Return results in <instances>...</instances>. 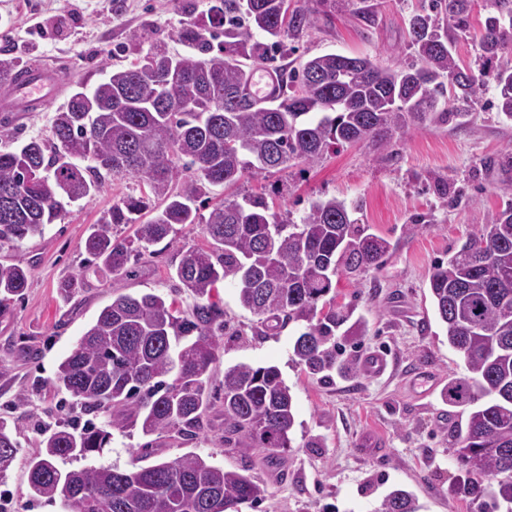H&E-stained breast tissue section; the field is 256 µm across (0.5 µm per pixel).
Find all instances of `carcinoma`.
<instances>
[{
	"label": "carcinoma",
	"instance_id": "obj_1",
	"mask_svg": "<svg viewBox=\"0 0 512 512\" xmlns=\"http://www.w3.org/2000/svg\"><path fill=\"white\" fill-rule=\"evenodd\" d=\"M288 10V0H221L213 15L196 13L176 36L188 53L170 56L151 47L128 67L108 72L93 88L79 86L55 112L51 137L33 138L0 151V244L39 234L65 206L101 191L107 181L136 178L149 193L127 196L103 212L85 241L97 265L114 275L166 239L177 224H200L210 246L182 251L175 275L196 303L176 315L174 302L146 293L120 295L104 307L58 366L53 386L75 397L85 415L43 439L29 462L31 496L60 503L63 512H242L257 508L266 488L255 477L225 470L189 452L131 468L91 465L62 471L59 458L103 452L112 430L140 426L146 436L174 431L192 438L211 408L207 383L224 335V311L211 301L221 281L237 286L240 305L265 332L293 323L297 364L320 380L355 374L339 359L336 329L349 311L327 298L341 273L376 269L389 243L350 218L345 201L311 202L300 222L271 211L262 195L226 199L208 216L195 202L205 184L231 185L247 173L309 166L351 144L389 146L395 134L448 121V103L479 96L482 83L452 53V33L464 32L472 0H420L408 18L413 60L383 67L364 57L326 53L281 71L276 59L288 39L309 26L317 5ZM478 40L482 58L512 49V0H497ZM224 26L215 45L212 29ZM261 31L266 41L255 39ZM270 69L279 94L260 101L248 78ZM23 67L0 58V81ZM497 112L512 119V60L495 75ZM186 170L194 177L183 176ZM134 225L116 238L112 226ZM28 271L0 262V305L23 295ZM429 288L448 344L468 375L449 381L448 406L484 405L469 412L456 433V459L466 478L459 492L473 502L493 499L512 512V208L475 227L460 249L433 267ZM172 381H165V377ZM295 406L290 387L273 365L232 366L224 371V443L245 442L276 465L291 447ZM17 441L0 419V473ZM496 481L486 486L482 477ZM377 512H418L410 492L392 489Z\"/></svg>",
	"mask_w": 512,
	"mask_h": 512
}]
</instances>
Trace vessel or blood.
Segmentation results:
<instances>
[{"mask_svg": "<svg viewBox=\"0 0 512 512\" xmlns=\"http://www.w3.org/2000/svg\"><path fill=\"white\" fill-rule=\"evenodd\" d=\"M60 83L58 69H30L23 79L0 85V110L27 112L43 108L57 94Z\"/></svg>", "mask_w": 512, "mask_h": 512, "instance_id": "b4317fda", "label": "vessel or blood"}]
</instances>
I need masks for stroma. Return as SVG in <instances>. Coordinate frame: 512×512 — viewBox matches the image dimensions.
Wrapping results in <instances>:
<instances>
[{"instance_id":"35a3bbf8","label":"stroma","mask_w":512,"mask_h":512,"mask_svg":"<svg viewBox=\"0 0 512 512\" xmlns=\"http://www.w3.org/2000/svg\"><path fill=\"white\" fill-rule=\"evenodd\" d=\"M372 2L375 22L368 27L356 20L350 0L319 7L283 66L325 53L367 56L386 65L410 61L407 19L416 0ZM495 11L494 0H473L470 34L455 39L460 64L485 72L481 94L465 112L395 135L385 149L350 146L311 167L248 173L233 186H206L201 196L206 215L224 198L261 193L274 211L290 212L296 220L313 200H344L357 224L390 243L381 267L336 278L337 303L351 305L366 321L364 335L346 343L345 356L358 364L380 348L390 352L393 368L381 376L362 371L321 382L296 362V328L262 334L235 287L222 284L213 299L224 312L223 347L208 381L212 407L203 430L186 440L173 432L147 437L130 428L114 433L110 448L90 457V464L128 469L137 448L150 443L159 461L195 452L213 465L257 477L267 489L265 512H376L398 486L416 496L419 512H478L454 491L460 471L453 433L466 419L438 422L449 410L443 400L449 379L466 369L435 315L428 279L469 231L512 205V120L492 106L496 66L482 60L476 45L485 18ZM183 18L179 0H0V57L19 58L27 67L52 65L64 75L63 90L43 110L0 112V150L49 138L55 113L77 83L92 87L105 77L100 50L111 51L115 67L154 45L183 53L176 37ZM143 190L134 178L106 184L93 200L68 206L63 219L43 233L0 246V262L29 271L23 295L0 308V418L18 443L12 466L0 476L9 512H61L59 504L31 498L28 462L41 446L42 429L66 424L79 410L74 397L52 384L60 361L100 310L117 295L145 292L173 300L182 315L193 307L172 271L181 250L206 246L200 225L178 226L171 245L152 246L126 276L95 270L85 251L101 212ZM420 215L428 216V224L410 232ZM81 274L87 286L63 293L62 284ZM242 363L276 366L294 396L292 446L280 466L264 465L259 449L224 442V371ZM370 437L380 440V452L364 450Z\"/></svg>"}]
</instances>
